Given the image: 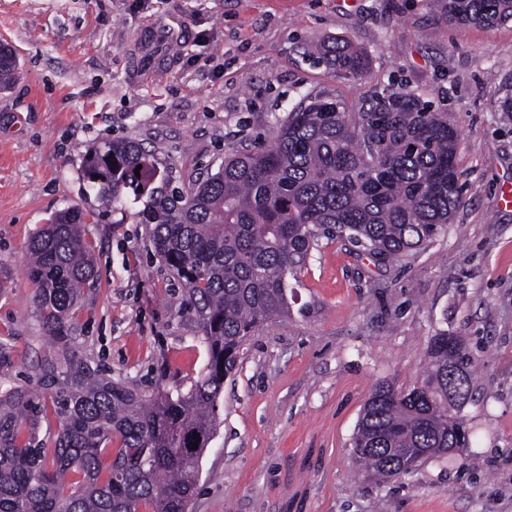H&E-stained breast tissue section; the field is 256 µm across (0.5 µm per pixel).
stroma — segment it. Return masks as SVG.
I'll list each match as a JSON object with an SVG mask.
<instances>
[{
	"mask_svg": "<svg viewBox=\"0 0 512 512\" xmlns=\"http://www.w3.org/2000/svg\"><path fill=\"white\" fill-rule=\"evenodd\" d=\"M174 17L188 34L173 47ZM336 40L364 50L365 77L319 61ZM0 45L16 56L0 88V391L44 354L26 245L70 206L99 215L84 227L99 278L71 315L85 358L150 392L188 390L206 362L147 227L83 182L88 146L141 142L183 187L265 145L307 94L355 112L411 92L459 134L452 224L397 261L317 239L288 277L287 315L255 330L224 382L189 512H512L511 22L453 27L435 0H0ZM443 332L471 358L456 409L470 444L378 486L348 457L363 406L378 384L420 383Z\"/></svg>",
	"mask_w": 512,
	"mask_h": 512,
	"instance_id": "stroma-1",
	"label": "stroma"
}]
</instances>
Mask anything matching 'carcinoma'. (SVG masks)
Here are the masks:
<instances>
[{"label": "carcinoma", "instance_id": "carcinoma-1", "mask_svg": "<svg viewBox=\"0 0 512 512\" xmlns=\"http://www.w3.org/2000/svg\"><path fill=\"white\" fill-rule=\"evenodd\" d=\"M444 4L448 22L460 26L512 21V0ZM324 59L355 77L367 73L366 55L348 44L329 47ZM458 148L447 114L405 91L359 112L309 94L265 147L228 152L217 173L191 176L181 190L141 143L89 146L83 180L114 211L130 198L142 203L130 217L149 227L154 255L181 281L207 360L194 385L174 394L147 393L89 366L69 321L83 289L97 281L83 234L92 213H54L27 243L50 343L36 372L43 395L24 385L0 393V512H186L219 425L224 379L247 337L288 314V275L321 234L345 236L384 259L430 241L461 204ZM429 356L422 384L408 391L381 384L364 404L350 459L379 481L469 445L465 422L448 415V364L469 382L470 356L446 333L432 338ZM49 413L57 428L44 434ZM114 442L105 467L101 456Z\"/></svg>", "mask_w": 512, "mask_h": 512}]
</instances>
